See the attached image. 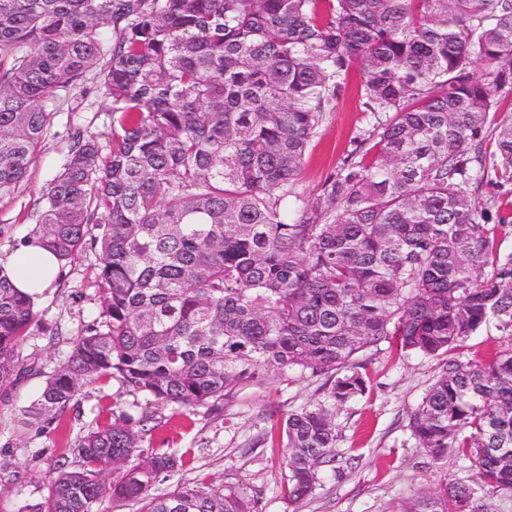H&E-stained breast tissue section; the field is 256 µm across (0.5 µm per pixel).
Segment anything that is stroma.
Here are the masks:
<instances>
[{"mask_svg":"<svg viewBox=\"0 0 512 512\" xmlns=\"http://www.w3.org/2000/svg\"><path fill=\"white\" fill-rule=\"evenodd\" d=\"M359 70H351L335 106L325 112L307 155L296 190L318 193L325 177L358 148L375 122L357 94ZM109 101L95 74L74 83L48 102L47 134L38 147L26 181L13 194H0V258L32 237L42 206V194L62 169L73 146L74 133L97 136L101 145L111 138ZM100 263L97 248L82 250L63 264L62 279L35 302L37 323L23 346L36 357L41 371L26 375L0 396V464L18 466V479L0 496V512L15 504L42 499L58 464L71 461V447L94 420L110 418L114 405L132 414L152 410L156 427L149 443L153 451H174L187 463L159 492L175 486L207 483L230 485L257 500L259 512H388L420 489L433 488L443 478L472 483L475 471L465 458L432 462L408 428V416L420 403L437 372V359L402 351L389 339L360 353L366 380L363 396L331 404L324 378L310 373L285 381L272 376L225 401L216 412L151 406L147 396L124 393L118 380L86 385L46 430L25 429L23 412L41 394L50 373L63 361L67 345L50 346L49 331L63 337L78 335L98 320L102 300L96 286ZM512 345V337L488 327L448 356L464 362H486L491 353ZM328 405L338 433L336 452L348 458L343 470L324 466L314 494L298 503L281 493L288 470L276 437L280 420L299 408Z\"/></svg>","mask_w":512,"mask_h":512,"instance_id":"stroma-1","label":"stroma"}]
</instances>
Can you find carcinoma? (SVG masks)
<instances>
[{
    "label": "carcinoma",
    "mask_w": 512,
    "mask_h": 512,
    "mask_svg": "<svg viewBox=\"0 0 512 512\" xmlns=\"http://www.w3.org/2000/svg\"><path fill=\"white\" fill-rule=\"evenodd\" d=\"M356 64L379 117L370 147L301 195L309 147ZM96 68L112 143L105 153L76 135L36 236L64 262L100 216L102 321L71 339L27 425L48 427L108 378L189 410L308 371L345 403L367 389L358 354L389 337L433 357L492 320L512 337V252L477 194L512 183L500 97L512 0H0V194L28 176L44 103ZM35 324L34 301L0 267L3 393L39 371L22 351ZM152 419L120 409L97 423L47 495L14 512H258L231 486L155 493L185 460L144 454ZM408 427L429 458L457 452L476 479L445 478L395 512H488L479 493L512 497V347L482 364L443 360ZM279 435L284 494L303 501L336 461L332 414L304 406Z\"/></svg>",
    "instance_id": "1"
}]
</instances>
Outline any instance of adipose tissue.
<instances>
[{"label":"adipose tissue","mask_w":512,"mask_h":512,"mask_svg":"<svg viewBox=\"0 0 512 512\" xmlns=\"http://www.w3.org/2000/svg\"><path fill=\"white\" fill-rule=\"evenodd\" d=\"M15 288L32 296L42 294L58 277L60 264L40 244H26L10 253L4 263Z\"/></svg>","instance_id":"adipose-tissue-1"}]
</instances>
